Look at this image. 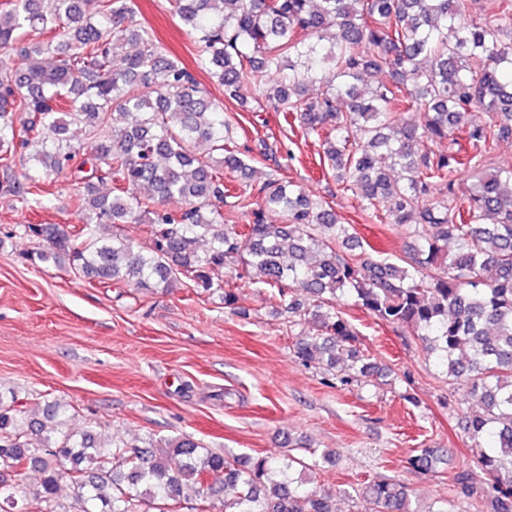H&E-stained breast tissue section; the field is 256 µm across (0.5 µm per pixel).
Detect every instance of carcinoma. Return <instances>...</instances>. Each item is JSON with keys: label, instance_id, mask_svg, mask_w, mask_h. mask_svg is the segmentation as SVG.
I'll list each match as a JSON object with an SVG mask.
<instances>
[{"label": "carcinoma", "instance_id": "carcinoma-1", "mask_svg": "<svg viewBox=\"0 0 512 512\" xmlns=\"http://www.w3.org/2000/svg\"><path fill=\"white\" fill-rule=\"evenodd\" d=\"M199 45L200 64L224 86V101L254 102L322 141L323 159L369 218L408 225L413 245L398 263L362 251L353 226L296 182L252 170L224 105L212 100L148 31L128 0H8L0 8V195L27 204L70 172L78 225L22 224L47 247L34 263L68 260L103 284L138 290L224 291L260 284L291 324L310 317L322 342L296 337L295 356L325 366L341 385L365 386L384 369L361 347L336 299L380 321L417 329L425 352L466 388L469 467L455 472L445 507L422 511L397 480L362 491L365 512H512V166L469 156L473 145L512 139V0H496L482 21L468 0H170ZM371 51L363 54L359 47ZM19 50L22 62L1 56ZM58 63L48 68L42 57ZM386 72L388 84L367 75ZM486 113L475 123L472 109ZM84 129L90 155L68 143ZM448 142V152L433 149ZM38 176L20 181L12 158ZM471 183L459 193V176ZM233 202H228V199ZM229 209H224V206ZM249 214L247 224L236 223ZM141 224L146 245L121 224ZM112 225V235L97 226ZM241 271L228 278V265ZM0 399V495L17 512H334L330 496L306 487L311 468L288 450L285 462L227 456L194 437L134 442L99 438L69 425L72 406ZM446 463L424 448L421 471ZM480 471L483 481L475 482ZM31 471L37 485L13 478ZM74 503L58 502L61 485Z\"/></svg>", "mask_w": 512, "mask_h": 512}]
</instances>
